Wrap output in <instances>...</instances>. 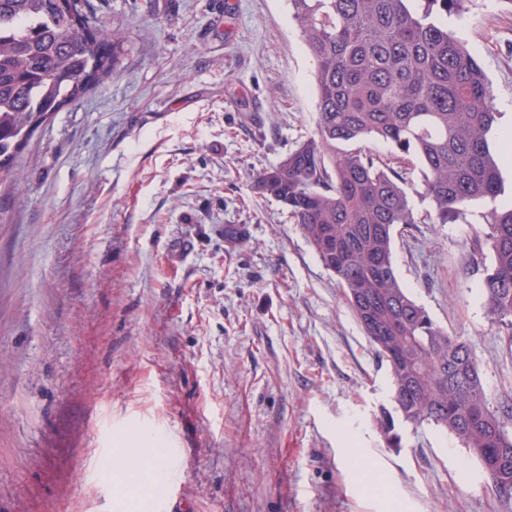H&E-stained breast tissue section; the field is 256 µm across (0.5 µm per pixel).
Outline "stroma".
Returning <instances> with one entry per match:
<instances>
[{
    "label": "stroma",
    "instance_id": "obj_1",
    "mask_svg": "<svg viewBox=\"0 0 512 512\" xmlns=\"http://www.w3.org/2000/svg\"><path fill=\"white\" fill-rule=\"evenodd\" d=\"M88 3L125 35L119 66L33 134L23 183L0 184V512H512L452 435L383 447L386 364L287 210L253 190L315 128L287 0ZM462 8L512 130V0ZM476 230L411 225L395 265L498 403L512 335L487 319ZM154 436L163 489L116 469Z\"/></svg>",
    "mask_w": 512,
    "mask_h": 512
}]
</instances>
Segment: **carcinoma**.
Returning <instances> with one entry per match:
<instances>
[{"instance_id":"carcinoma-1","label":"carcinoma","mask_w":512,"mask_h":512,"mask_svg":"<svg viewBox=\"0 0 512 512\" xmlns=\"http://www.w3.org/2000/svg\"><path fill=\"white\" fill-rule=\"evenodd\" d=\"M408 2L288 0L315 61V130L254 189L298 224L387 363L384 447H402L404 427L431 425L468 450L496 491L512 492V405L493 406L467 339L402 287L394 261L398 230L476 217L475 245L492 253L487 316L512 330V185L492 148V88L438 19L462 18V0ZM124 42L121 31L98 29L82 0H0V176L23 182L24 145L116 71ZM372 142L398 164L418 160L421 183L408 186ZM415 197L427 203L420 218Z\"/></svg>"}]
</instances>
